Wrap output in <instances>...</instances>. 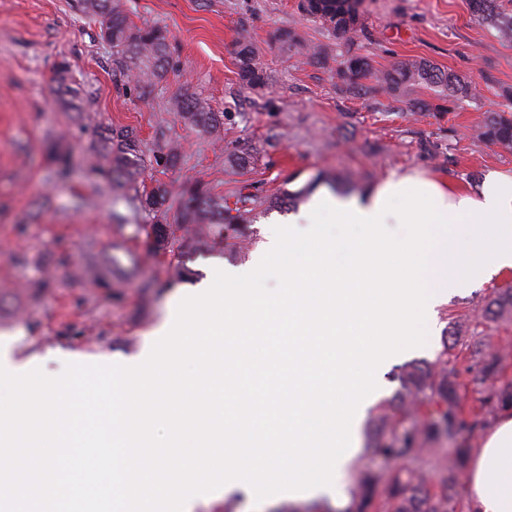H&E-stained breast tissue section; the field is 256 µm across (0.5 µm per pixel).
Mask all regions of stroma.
<instances>
[{
  "label": "stroma",
  "instance_id": "1",
  "mask_svg": "<svg viewBox=\"0 0 512 512\" xmlns=\"http://www.w3.org/2000/svg\"><path fill=\"white\" fill-rule=\"evenodd\" d=\"M132 25L165 29L174 68L150 86H136L113 65L97 24L75 0H0V336L15 357L60 375L72 354L109 364L139 354L170 316L177 294L206 280L215 263L249 272L252 254L201 250L180 257L150 254L151 225L174 224V211H142L133 193L102 175L105 128L133 130L145 151L169 143L173 168L147 171L142 187L201 180L218 194L249 184L265 196L304 187L317 173L355 193L394 172L419 171L475 194L496 174L512 175V152L474 132L487 111L512 112V39L475 21L469 0H366L365 31L345 47L307 20L298 0H124ZM293 28L303 42L327 48L310 62L273 38ZM248 32L269 74L267 84L241 87L236 42ZM386 69L423 60L478 85L477 98L445 112L412 110L413 97L438 101L437 87L413 95L343 90L336 57L345 50ZM69 81L92 92L84 111L65 108L56 92L61 62ZM193 96L223 113L220 132L188 124L171 103ZM67 155L59 177L50 146ZM248 149L254 163L237 167L230 153ZM187 276L172 282L176 264ZM512 269L452 296L438 309L426 344L397 354L377 376L366 403L358 448L338 480L330 512H341L363 464L373 462L370 419L389 403L392 376L412 360L437 363L455 321L479 337L485 353L503 355L501 380L512 382V322L485 317L494 290Z\"/></svg>",
  "mask_w": 512,
  "mask_h": 512
}]
</instances>
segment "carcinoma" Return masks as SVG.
I'll return each instance as SVG.
<instances>
[{"label":"carcinoma","instance_id":"carcinoma-1","mask_svg":"<svg viewBox=\"0 0 512 512\" xmlns=\"http://www.w3.org/2000/svg\"><path fill=\"white\" fill-rule=\"evenodd\" d=\"M364 0H307L301 7L309 19L320 23L336 39L351 45L364 29ZM471 12L477 21L494 23L501 34L512 38V10L504 0H470ZM80 10L99 24V36L112 47L115 63L123 66L128 57L143 61L134 65L131 78L138 85H147L168 73L169 37L158 26L133 27L129 24L122 0H78ZM259 50L246 35L237 41L236 67L242 86L255 89L265 85L268 75L258 62ZM336 76L348 90L367 88L373 92L401 95L410 87L437 84L445 87L448 96L458 100L479 95L477 86L459 79L425 61L404 59L385 70L373 68L367 57L350 51L341 55ZM175 110L191 125L215 132L223 125V115L211 111L196 97L174 100ZM483 142L512 150V113L490 112L476 129ZM102 151L109 163L112 183L122 190H138L140 176L147 168L167 169L176 166L178 152L160 145L145 154L136 134L129 129H113L103 141ZM310 189H284L273 196H262L243 185L231 196L213 192L201 182L183 184L172 192L164 183L139 197L140 207L155 212L165 204L176 209L183 234L177 243L170 240L167 224L151 225L154 251L177 246L179 254L200 248L221 251L226 247L243 250L248 244L247 224L259 209H286L305 200ZM485 312L493 320H512V287L500 288L489 300ZM445 351L454 358L476 359L482 363L484 388L479 391L480 414L466 422L459 395L460 372L456 366L443 363L432 367L415 361L405 365L398 377L399 389L393 407L382 410L372 420L378 438L377 455L385 466L366 465L361 470L345 512H456L453 484L465 469L469 444L457 441L458 434L482 426L498 410L512 407V382L499 381L502 357L482 352L458 324L445 344ZM448 441V477L441 488L430 485V476L423 469L420 456L431 451V445ZM413 458L417 463L403 466Z\"/></svg>","mask_w":512,"mask_h":512}]
</instances>
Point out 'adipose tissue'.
Returning <instances> with one entry per match:
<instances>
[{
  "label": "adipose tissue",
  "instance_id": "obj_1",
  "mask_svg": "<svg viewBox=\"0 0 512 512\" xmlns=\"http://www.w3.org/2000/svg\"><path fill=\"white\" fill-rule=\"evenodd\" d=\"M466 485V512H512V408L472 453Z\"/></svg>",
  "mask_w": 512,
  "mask_h": 512
}]
</instances>
